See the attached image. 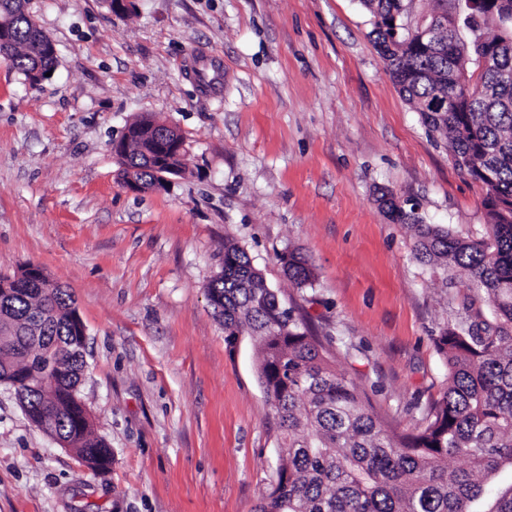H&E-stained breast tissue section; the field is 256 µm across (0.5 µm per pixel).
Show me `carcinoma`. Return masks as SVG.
Listing matches in <instances>:
<instances>
[{
  "label": "carcinoma",
  "instance_id": "carcinoma-1",
  "mask_svg": "<svg viewBox=\"0 0 512 512\" xmlns=\"http://www.w3.org/2000/svg\"><path fill=\"white\" fill-rule=\"evenodd\" d=\"M373 18L375 44L402 97L424 125L448 137L455 165L486 188L488 224L462 237L423 224L415 208L394 198L386 215L415 233L421 263L463 273L471 294L466 320L437 339L448 385L416 434H401L331 364V354L308 334L295 310L255 268L246 251L224 244V275L208 284L224 317L225 340L245 331L255 339L259 379L282 430L277 482L256 512H512V484L493 485L512 467V0H436L446 24L437 43L411 35L412 0H362ZM14 44L0 55L26 81L36 69L54 70L51 39L25 12L23 0H0ZM508 30L487 36L489 24ZM473 64L464 67V60ZM459 86L451 106L448 91ZM149 118L129 125L133 150L121 164L145 185L157 179L159 158L144 160ZM288 277L299 288L315 275L300 254L288 253ZM0 278V381L13 383L32 423L53 418L52 433L76 449L93 470L112 461L106 442L83 417L79 385L84 350L75 330V300L49 279L43 291H3ZM39 385L17 383L27 366ZM463 456L468 466L448 468Z\"/></svg>",
  "mask_w": 512,
  "mask_h": 512
}]
</instances>
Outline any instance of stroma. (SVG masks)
Returning <instances> with one entry per match:
<instances>
[{
  "mask_svg": "<svg viewBox=\"0 0 512 512\" xmlns=\"http://www.w3.org/2000/svg\"><path fill=\"white\" fill-rule=\"evenodd\" d=\"M57 56L33 85L0 58V275L43 269L76 301L81 395L112 450L95 472L0 382V512H255L279 427L252 336L227 342L207 285L224 243L335 354L334 367L414 434L448 368L435 340L468 279L414 256L381 191L425 223L482 233L486 189L399 93L362 0H27ZM220 71L201 86L196 65ZM148 117L188 167L127 190L112 147ZM302 253L313 287L282 257Z\"/></svg>",
  "mask_w": 512,
  "mask_h": 512,
  "instance_id": "35a3bbf8",
  "label": "stroma"
}]
</instances>
